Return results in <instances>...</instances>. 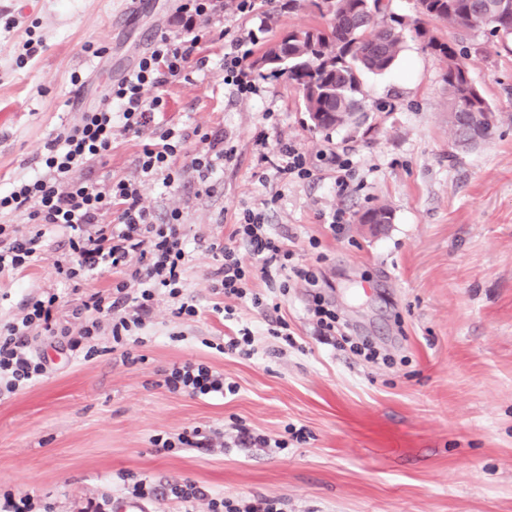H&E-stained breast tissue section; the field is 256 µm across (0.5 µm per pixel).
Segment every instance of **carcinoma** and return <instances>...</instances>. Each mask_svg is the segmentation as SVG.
Wrapping results in <instances>:
<instances>
[{
  "label": "carcinoma",
  "mask_w": 512,
  "mask_h": 512,
  "mask_svg": "<svg viewBox=\"0 0 512 512\" xmlns=\"http://www.w3.org/2000/svg\"><path fill=\"white\" fill-rule=\"evenodd\" d=\"M325 0H311L320 16L330 17L328 26L300 28L282 38L278 65L271 70L287 76L302 97L306 113L325 112L313 123L318 131L353 124L362 111L361 75L383 74L398 60L405 42L407 23L385 18L384 0H333V9H323ZM420 12L460 33L479 31L500 39H512V0H418ZM416 36L447 65L445 74L451 107L448 125L456 140L466 138L465 112H492L482 92L471 89L465 47L442 42L429 29L414 27Z\"/></svg>",
  "instance_id": "obj_1"
}]
</instances>
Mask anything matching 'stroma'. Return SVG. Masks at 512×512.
Here are the masks:
<instances>
[{
    "label": "stroma",
    "instance_id": "35a3bbf8",
    "mask_svg": "<svg viewBox=\"0 0 512 512\" xmlns=\"http://www.w3.org/2000/svg\"><path fill=\"white\" fill-rule=\"evenodd\" d=\"M178 0H0V187L34 175L46 142L76 123L161 34L181 31ZM201 46L208 63L190 81L161 88L167 102L157 130L200 127L235 148L216 169L210 194L193 177L174 187L141 186L146 201L180 207L194 254L185 274L198 316L172 317L159 301L135 347L90 361L48 350L51 374L0 401V493H27L48 512H81L89 498L124 500L121 474L155 486L191 479L236 499H280L285 512H512V44L469 35V75L499 121L478 145L460 146L448 126L445 63L406 38L388 73L363 74L359 124L311 130L287 77L256 68L262 91L237 95L224 83L223 25L257 31L255 54L288 31L322 25L309 0H256L253 13H226ZM39 44L27 56V41ZM104 47L100 56L86 44ZM305 153L313 175L284 178L278 147ZM141 142L118 133L93 177L137 178ZM353 161L338 193L329 152ZM384 204L387 231L365 234L360 215ZM262 210L286 236L295 260L317 265L323 293L341 322L370 337L389 363L320 343L295 284L278 311L237 302L255 334L253 357L216 351L229 328L212 306L215 261L205 247L227 240L243 208ZM344 210L349 223L330 229ZM318 240L311 248L310 240ZM56 251L17 275L0 276V320L25 294L64 288ZM287 322L295 340L269 336ZM188 359L209 363L236 394L201 399L161 387L163 370ZM240 422L283 436L286 449L186 448L157 453L153 436L184 428L231 433Z\"/></svg>",
    "mask_w": 512,
    "mask_h": 512
}]
</instances>
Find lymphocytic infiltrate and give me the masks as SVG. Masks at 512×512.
I'll use <instances>...</instances> for the list:
<instances>
[{"label": "lymphocytic infiltrate", "instance_id": "1", "mask_svg": "<svg viewBox=\"0 0 512 512\" xmlns=\"http://www.w3.org/2000/svg\"><path fill=\"white\" fill-rule=\"evenodd\" d=\"M220 11V0H180L178 12L189 24L186 36H159L95 108L47 143L41 172L0 188V214L26 219L22 226L0 224L1 276L41 260L50 248L51 234L59 231L66 235L68 249L53 263L57 275L77 286L106 272L113 276L107 289L86 295L68 321L59 316L62 293L43 291L23 299L18 314L0 324V398L50 373L44 354L48 346L66 347L70 357L88 361L100 355L97 338L107 331L113 348L132 359L131 348L143 344L141 332L159 298L172 301L175 318L197 316L184 279L192 254L181 233L180 208L157 217L155 207L143 198L139 180H99L87 171L110 155L113 136L120 131L143 142L137 158L141 178L159 179L169 188L187 171L196 174L202 192H209L208 180L217 164L231 155L223 138L201 134L199 148L180 167L176 160L183 154L186 134L172 128L157 133L153 124L166 108L157 88L189 79L202 63L199 49L206 33L196 28V21H210ZM255 43L250 32L232 36L224 45V82L241 96L258 90L248 63ZM208 250L216 261L210 288L226 300L213 310L224 319H234L235 301L247 299L262 306V298L249 288L258 275L277 283L283 295L293 284L303 283L310 296L307 313L315 319L322 340L330 341L338 333V318L319 291L318 268L296 264L292 251L269 232L262 214L245 211L228 242H211ZM162 384L170 392L198 398L237 390L222 372L193 360L165 369ZM221 436L220 430L196 426L172 436H155L152 445L165 453L184 448L208 452ZM121 480L128 497L161 496L180 503L181 512H282L277 500L226 499L188 479L162 490L133 473L122 474Z\"/></svg>", "mask_w": 512, "mask_h": 512}]
</instances>
